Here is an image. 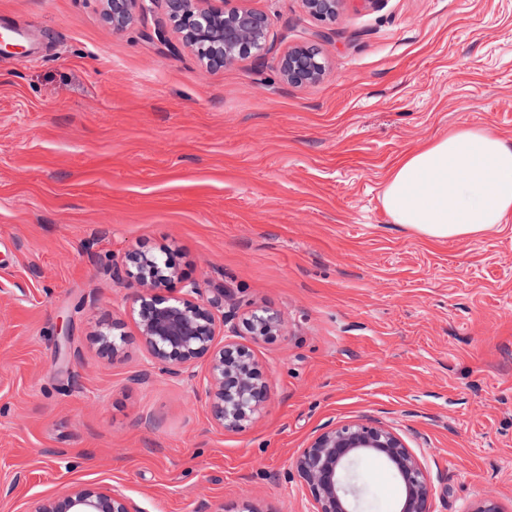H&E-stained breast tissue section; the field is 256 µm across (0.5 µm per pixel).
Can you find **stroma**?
<instances>
[{
    "mask_svg": "<svg viewBox=\"0 0 512 512\" xmlns=\"http://www.w3.org/2000/svg\"><path fill=\"white\" fill-rule=\"evenodd\" d=\"M270 49L202 67L155 0L112 33L99 0H0V512L76 485L141 512H312L293 464L324 428H396L432 512L490 496L512 512V215L432 244L393 224L385 180L461 126L512 143V0H250ZM327 62L283 80L287 48ZM169 251L225 310L279 312L255 345L269 400L216 429L188 380L146 373L96 325L125 315L112 263ZM145 372L143 380L134 375ZM380 512L401 492L361 462ZM278 68L285 80L303 85L320 81L326 65L314 48L296 46L283 52L278 59Z\"/></svg>",
    "mask_w": 512,
    "mask_h": 512,
    "instance_id": "1",
    "label": "stroma"
}]
</instances>
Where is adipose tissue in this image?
<instances>
[{
    "label": "adipose tissue",
    "instance_id": "1",
    "mask_svg": "<svg viewBox=\"0 0 512 512\" xmlns=\"http://www.w3.org/2000/svg\"><path fill=\"white\" fill-rule=\"evenodd\" d=\"M382 204L393 223L433 243L484 233L512 214V145L463 127L401 157Z\"/></svg>",
    "mask_w": 512,
    "mask_h": 512
}]
</instances>
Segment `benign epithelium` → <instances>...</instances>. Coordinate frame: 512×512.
I'll return each mask as SVG.
<instances>
[{
	"mask_svg": "<svg viewBox=\"0 0 512 512\" xmlns=\"http://www.w3.org/2000/svg\"><path fill=\"white\" fill-rule=\"evenodd\" d=\"M106 24L114 33L127 29L145 0H100ZM168 20L202 66L220 69L263 53L269 39L268 17L249 0H162ZM342 0H302L306 11L330 21ZM279 72L291 83L320 81L326 65L319 52L296 46L278 59ZM112 277L133 288L129 315L135 324L147 364L170 379L197 380V395L208 407L213 425L223 432H241L269 398L252 349L239 342L241 333L227 326L223 296L204 298L203 284L185 279L170 255L127 250L112 264ZM179 294L169 295L174 282ZM251 342L260 344L283 335L281 314L251 309L243 321ZM127 323L114 318L94 332L99 351L119 357ZM381 459L402 488L397 512H430L431 486L426 467L392 427L381 422L349 421L325 429L297 453L294 466L308 490L313 512H357L359 490L350 470L359 459ZM25 512H139L121 490L106 486H74L66 493L36 499Z\"/></svg>",
	"mask_w": 512,
	"mask_h": 512,
	"instance_id": "7a95c632",
	"label": "benign epithelium"
}]
</instances>
